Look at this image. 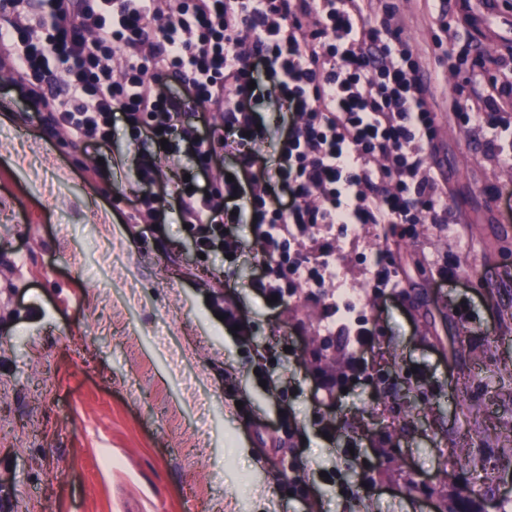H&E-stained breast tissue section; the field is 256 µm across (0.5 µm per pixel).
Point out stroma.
Returning a JSON list of instances; mask_svg holds the SVG:
<instances>
[{
    "label": "stroma",
    "mask_w": 512,
    "mask_h": 512,
    "mask_svg": "<svg viewBox=\"0 0 512 512\" xmlns=\"http://www.w3.org/2000/svg\"><path fill=\"white\" fill-rule=\"evenodd\" d=\"M397 22L424 59L436 113L431 160L457 204L449 228L421 225L396 247L402 297H379L365 372L327 397L305 361L325 322L305 289L275 308L253 288L265 254L235 225V260L201 257L167 201L159 221L132 224L135 154L124 127L111 147L75 142L32 120L26 85L0 72V476L11 512H438L398 485L412 473L442 487V458L468 448L485 422L512 424V386L483 363L496 339L512 366V168L493 161L482 127L452 110L473 60L512 63V0H397ZM459 18L446 37L439 13ZM467 337L465 362L448 339ZM289 351H282V344ZM397 354L392 374L422 386L434 410L395 430L402 453L371 488L386 406L367 373ZM279 357L266 378L261 357ZM477 372L492 390L484 421L455 412L453 377ZM293 456L307 493L286 496Z\"/></svg>",
    "instance_id": "1"
}]
</instances>
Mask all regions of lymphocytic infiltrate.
<instances>
[{
    "label": "lymphocytic infiltrate",
    "mask_w": 512,
    "mask_h": 512,
    "mask_svg": "<svg viewBox=\"0 0 512 512\" xmlns=\"http://www.w3.org/2000/svg\"><path fill=\"white\" fill-rule=\"evenodd\" d=\"M0 71L60 69L64 88L31 86L37 112L75 139L112 142L123 122L138 152L136 210L177 203L199 251L233 250L228 228L255 225L263 299L325 284L340 224L394 225L400 239L448 221V189L427 160L435 116L415 75L394 0H7ZM466 122L512 166V68L481 63ZM273 102L275 126L256 109ZM274 140L266 165L253 145ZM197 173L155 190L157 148ZM234 179L213 177L224 151Z\"/></svg>",
    "instance_id": "f902f5d3"
}]
</instances>
